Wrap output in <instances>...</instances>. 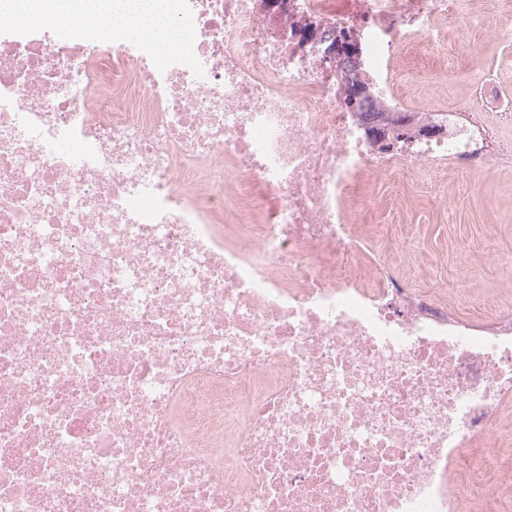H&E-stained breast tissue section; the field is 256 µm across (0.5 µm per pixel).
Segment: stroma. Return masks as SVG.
<instances>
[{"instance_id": "35a3bbf8", "label": "stroma", "mask_w": 512, "mask_h": 512, "mask_svg": "<svg viewBox=\"0 0 512 512\" xmlns=\"http://www.w3.org/2000/svg\"><path fill=\"white\" fill-rule=\"evenodd\" d=\"M488 24L464 29L441 22L405 49L402 93L411 111L434 104L498 105L512 90V0H473ZM491 178L453 165L424 169L412 185L408 229L398 261L415 278L447 287L461 317L491 327L480 312L492 300L512 299L499 266L512 264V162L496 160ZM496 262H489L488 254Z\"/></svg>"}]
</instances>
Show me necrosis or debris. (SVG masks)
<instances>
[{
  "mask_svg": "<svg viewBox=\"0 0 512 512\" xmlns=\"http://www.w3.org/2000/svg\"><path fill=\"white\" fill-rule=\"evenodd\" d=\"M362 2L174 0L164 50L0 25V512H512V309L472 335L353 206L512 139L374 142L321 36L402 114V46L478 17Z\"/></svg>",
  "mask_w": 512,
  "mask_h": 512,
  "instance_id": "1",
  "label": "necrosis or debris"
}]
</instances>
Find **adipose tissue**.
Segmentation results:
<instances>
[{
  "label": "adipose tissue",
  "instance_id": "1",
  "mask_svg": "<svg viewBox=\"0 0 512 512\" xmlns=\"http://www.w3.org/2000/svg\"><path fill=\"white\" fill-rule=\"evenodd\" d=\"M171 9L170 0H95L93 8L86 10L75 0H0L1 17L33 21L50 10L60 26H78L86 32L99 31L120 18L132 22L163 48L182 37L169 23Z\"/></svg>",
  "mask_w": 512,
  "mask_h": 512
}]
</instances>
